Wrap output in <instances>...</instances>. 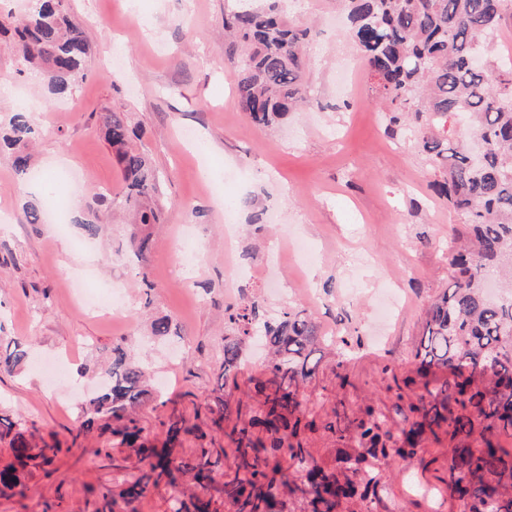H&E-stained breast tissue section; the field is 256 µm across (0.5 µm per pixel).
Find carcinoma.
<instances>
[{"mask_svg": "<svg viewBox=\"0 0 512 512\" xmlns=\"http://www.w3.org/2000/svg\"><path fill=\"white\" fill-rule=\"evenodd\" d=\"M339 2L383 104L387 132L394 136L408 127L418 134L420 151L437 176L435 193L470 233L467 243L449 251L452 287L430 304L414 353L416 377L404 380L420 392L407 402L397 393V419L365 403L340 427L328 417L325 401L305 392L314 373L309 360L323 342L317 323L302 309L289 308L271 322L255 300L230 306L224 359L205 400L225 446H201L186 457L176 446L192 429L175 412L161 422L164 447L140 443V413L166 401L150 384L149 369L118 346L102 369L106 388L81 406L79 433L110 426L120 446L135 449L145 472L118 492L130 502L188 476L193 488L170 495L167 512H218L203 492L223 460L228 512H378L389 463L414 458L428 437L442 434L448 439V480L442 490L420 486L421 497L446 494L461 512H512V448L498 439L512 436V61L504 62L490 42L512 0ZM15 34L18 54L40 72L51 93L73 87L89 45L66 0H29ZM224 36V56L238 69V102L252 123L274 126L310 104L303 45L313 37L311 29L288 23L273 2L264 10L229 12ZM104 134L123 189L100 195V208L83 228L95 238L109 226L112 211L134 212L129 248L145 278L147 230L160 223L150 206L160 190L159 173L130 147L133 130L123 116H106ZM36 136L23 112L14 113L0 134V147L10 151L21 180L31 170L27 149ZM150 332L167 338L177 328L162 316L151 322ZM254 336L268 348L266 377L234 383L254 404L232 406L224 401V379L240 368ZM28 355V347L16 342L0 354V369L22 366ZM442 369L450 377L437 384L434 375ZM3 423L0 437H11L19 466L0 471V493L22 496L18 467L37 458L49 462L48 449H34L9 417L1 416ZM320 430L342 441L332 465L312 446L309 434Z\"/></svg>", "mask_w": 512, "mask_h": 512, "instance_id": "obj_1", "label": "carcinoma"}]
</instances>
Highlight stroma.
Returning a JSON list of instances; mask_svg holds the SVG:
<instances>
[{"label": "stroma", "mask_w": 512, "mask_h": 512, "mask_svg": "<svg viewBox=\"0 0 512 512\" xmlns=\"http://www.w3.org/2000/svg\"><path fill=\"white\" fill-rule=\"evenodd\" d=\"M241 3L262 8L269 0H68L91 54L62 99L8 47L27 0L0 11V127L27 114L41 132L32 164L44 175L19 182L0 153V352L17 341L31 349L24 368L0 369V415L53 451L50 464L26 468L24 496L0 495V512H103L106 496L119 491L134 467L128 449L108 430L78 433L79 394L117 346L168 380V405L142 414L149 445L161 446V423L175 410L192 429L183 444L191 454L195 431L212 433L196 406L216 385L224 309L251 299L267 319L302 308L323 335L350 340L338 356L347 384L331 373V349L320 354L312 385L327 387V408L343 418L365 401L394 411L393 384L414 368L426 307L450 286L448 234L460 220L430 189L433 174L412 132L393 139L375 120L379 99L336 0H279L287 19L318 31L305 50L314 103L273 129L250 124L236 97L237 69L224 56V14ZM112 112L126 118L133 147L163 175L155 199L162 219L150 229L144 275L127 255L131 213L116 212L95 239L81 225L104 189L122 185L102 130ZM183 130L193 142L179 140ZM62 163L84 182L63 194L76 218L64 237L25 218L27 204L46 206L55 194L51 175ZM228 224L240 256L256 267L252 282H236L225 265ZM185 238L200 261L177 274ZM305 279L316 290L308 303L293 294ZM75 280L113 288L126 316L108 306L82 311ZM381 287L409 299L386 326L376 311ZM148 315L169 317L180 339L146 336ZM212 435L223 446V434ZM447 460L443 437L428 439L415 460H393L387 512H459L439 498L421 509L411 503V475L437 484Z\"/></svg>", "instance_id": "35a3bbf8"}]
</instances>
